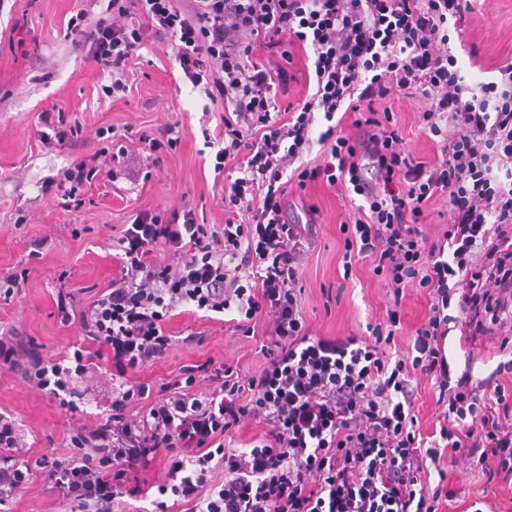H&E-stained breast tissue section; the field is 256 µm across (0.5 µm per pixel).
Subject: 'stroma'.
<instances>
[{
  "label": "stroma",
  "mask_w": 512,
  "mask_h": 512,
  "mask_svg": "<svg viewBox=\"0 0 512 512\" xmlns=\"http://www.w3.org/2000/svg\"><path fill=\"white\" fill-rule=\"evenodd\" d=\"M108 0H0V276L28 270L10 300H0V335L17 334L41 346L48 357L65 354L83 339L78 321L60 322L56 302L67 295L82 310L118 270L116 239L123 225L143 210H165L189 204L198 223L223 228L224 184L214 178L215 155L223 146L224 109L209 105L201 89L184 79L171 49L147 43L127 70L126 92L112 94L111 75L91 58L87 46L76 45L67 28L72 16L87 10L90 18L104 15ZM454 53L466 81H490V72L512 62V0H473L465 32ZM477 66H470L469 55ZM393 112L415 160L430 164L436 146L421 129L426 108L421 97L394 92L383 102ZM63 112L67 123L82 129L76 141L44 139V111ZM121 134L124 155L112 162L110 142L101 131ZM174 131L177 149L149 153L141 134L162 138ZM96 158L100 176L82 193L79 210L61 205L55 186L77 162ZM288 217L310 223V247L301 260L298 288L303 314L319 336L361 334L367 323L385 319L392 290L372 272L370 259L343 270L344 242L340 225L353 223L356 206L345 186L323 182L299 186L290 182ZM43 241L39 255L32 245ZM428 310L425 289L407 288L401 300L402 329L389 350L406 354L412 334ZM169 328L176 336L167 358L130 372V380L161 386L182 365L207 361L229 364L244 373L262 368L258 351L264 331L253 336L232 331L223 321L201 316L189 304L180 306ZM198 334L186 342L188 333ZM499 339L470 336L454 328L447 339L456 362L473 351L474 373L487 377L499 358ZM88 392L75 410L59 407L45 390L22 372L0 367V411L16 419L26 443L21 455L31 459L47 452L73 454V428L94 424L104 416L112 397V379L98 373L87 381ZM168 465L158 455L138 470L134 481L148 498L120 499L115 512H143L157 498L156 484ZM446 497L440 512H468L480 502L483 512H512V479H487L481 468L445 463ZM70 504L46 485L32 480L5 506V512H70Z\"/></svg>",
  "instance_id": "1"
}]
</instances>
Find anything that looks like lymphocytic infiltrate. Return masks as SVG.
Masks as SVG:
<instances>
[{
    "label": "lymphocytic infiltrate",
    "mask_w": 512,
    "mask_h": 512,
    "mask_svg": "<svg viewBox=\"0 0 512 512\" xmlns=\"http://www.w3.org/2000/svg\"><path fill=\"white\" fill-rule=\"evenodd\" d=\"M107 10L92 23L78 12L69 28L111 74L113 92L125 91V67L148 39L168 41L184 77L224 108L216 174L232 162L238 175L224 183L222 231L186 206L143 210L125 226L120 273L80 313L84 343L66 360L0 336V365L23 369L61 408L73 409L95 364L116 380L105 420L71 436L74 457L21 459L20 428L0 413V506L38 472L75 512H112L116 499L139 494L132 471L162 452L170 466L152 512L173 503L188 512H438L443 490L427 481L445 457L512 477V63L493 81L466 84L449 43L470 0H108ZM257 42L271 54L287 42L309 47L312 93L279 107L287 71L253 59ZM397 89L428 102L423 128L442 143L432 164L415 161L392 112L376 108ZM319 114L328 123L316 140L322 161L304 166ZM291 170L299 184L340 183L362 197L359 218L340 227L344 270L372 259L398 300L409 282L426 288L429 311L406 357L385 351L401 328L394 307L361 336L311 334L295 289L306 229L284 213ZM438 196L448 200L446 230L431 242L419 221ZM161 244L177 267L151 262ZM183 304L230 313L246 334L264 319L263 368L225 367L203 398L198 365L157 391L126 381L166 359V324ZM454 324L499 336L502 359L487 377L452 364ZM417 375L444 407L431 441L414 414ZM135 403L143 413H131ZM249 417L265 432L230 446Z\"/></svg>",
    "instance_id": "lymphocytic-infiltrate-1"
}]
</instances>
